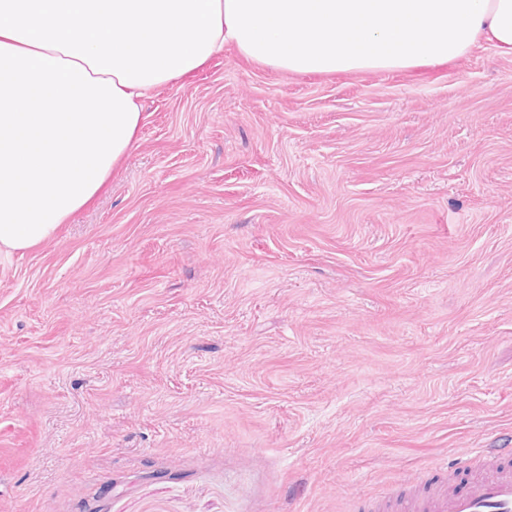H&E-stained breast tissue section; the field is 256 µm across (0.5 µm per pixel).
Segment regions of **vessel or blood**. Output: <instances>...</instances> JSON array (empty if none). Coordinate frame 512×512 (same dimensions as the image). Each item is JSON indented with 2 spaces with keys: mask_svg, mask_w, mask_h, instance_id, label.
Returning <instances> with one entry per match:
<instances>
[{
  "mask_svg": "<svg viewBox=\"0 0 512 512\" xmlns=\"http://www.w3.org/2000/svg\"><path fill=\"white\" fill-rule=\"evenodd\" d=\"M489 475L449 480L448 466L436 463L419 490L416 512H512V448H478Z\"/></svg>",
  "mask_w": 512,
  "mask_h": 512,
  "instance_id": "1",
  "label": "vessel or blood"
}]
</instances>
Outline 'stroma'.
<instances>
[{"instance_id": "35a3bbf8", "label": "stroma", "mask_w": 512, "mask_h": 512, "mask_svg": "<svg viewBox=\"0 0 512 512\" xmlns=\"http://www.w3.org/2000/svg\"><path fill=\"white\" fill-rule=\"evenodd\" d=\"M0 257V512H364L512 448V54L143 99Z\"/></svg>"}]
</instances>
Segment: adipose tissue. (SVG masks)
I'll use <instances>...</instances> for the list:
<instances>
[{
	"mask_svg": "<svg viewBox=\"0 0 512 512\" xmlns=\"http://www.w3.org/2000/svg\"><path fill=\"white\" fill-rule=\"evenodd\" d=\"M512 53V0H0V255L86 206L131 147L139 101L224 45L296 74Z\"/></svg>",
	"mask_w": 512,
	"mask_h": 512,
	"instance_id": "adipose-tissue-1",
	"label": "adipose tissue"
}]
</instances>
